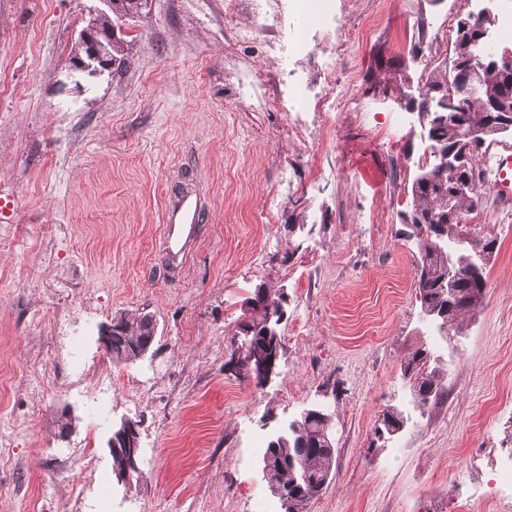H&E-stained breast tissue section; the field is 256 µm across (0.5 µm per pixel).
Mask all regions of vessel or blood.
Listing matches in <instances>:
<instances>
[{
	"instance_id": "vessel-or-blood-1",
	"label": "vessel or blood",
	"mask_w": 512,
	"mask_h": 512,
	"mask_svg": "<svg viewBox=\"0 0 512 512\" xmlns=\"http://www.w3.org/2000/svg\"><path fill=\"white\" fill-rule=\"evenodd\" d=\"M497 179L495 185L502 200L512 199V156L494 151ZM202 207L200 197L193 193L182 195L165 211L161 247L167 265L176 270L183 266L196 243L198 214Z\"/></svg>"
}]
</instances>
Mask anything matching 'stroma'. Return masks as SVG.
I'll use <instances>...</instances> for the list:
<instances>
[{
  "label": "stroma",
  "mask_w": 512,
  "mask_h": 512,
  "mask_svg": "<svg viewBox=\"0 0 512 512\" xmlns=\"http://www.w3.org/2000/svg\"><path fill=\"white\" fill-rule=\"evenodd\" d=\"M107 9L0 0V512H278L258 460L315 401L337 464L309 512H512V206L497 192L476 212L498 245L447 400L375 434L407 400L408 354L434 340L402 222L425 142L402 97L474 0H149L122 22L130 64L67 74L89 11ZM195 185L208 205L173 274L164 212ZM259 286L286 316L258 389L230 340ZM141 311L152 349L112 364L100 325ZM126 418L143 448L128 485L106 446Z\"/></svg>",
  "instance_id": "stroma-1"
}]
</instances>
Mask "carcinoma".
<instances>
[{"label": "carcinoma", "mask_w": 512, "mask_h": 512, "mask_svg": "<svg viewBox=\"0 0 512 512\" xmlns=\"http://www.w3.org/2000/svg\"><path fill=\"white\" fill-rule=\"evenodd\" d=\"M450 62L433 66L422 86L423 92L406 105L417 110L426 131L427 147L433 161L418 168L412 180L410 214L430 220L432 231L417 238L416 290L420 309L436 312L439 325L450 336H462L465 321L483 303L487 289L486 268L497 248V238L484 235L475 224L460 223V216L479 208L491 189L490 173L480 165L488 145L512 136V124L494 133L484 128L493 97L508 99L512 113V84H507L491 62L498 50L492 28L474 40L452 33ZM116 67L128 61L129 47L122 38L109 46ZM442 89L464 103L457 125L436 117L433 91ZM458 278L444 281L448 265ZM260 299L248 310L253 333L249 345L260 347L269 336L280 335L282 304L269 300L267 291L256 289ZM121 333L112 337V362L134 364L141 360L144 341L154 335L153 317L145 312L120 313L112 317ZM454 362L450 358L423 373L421 384L430 389L425 396L409 387L410 399L400 408L405 416L423 415L447 398L441 377ZM322 419L310 415L290 420L288 428L267 441L261 459L271 466L270 481L282 489V512H308L336 475V448L320 437Z\"/></svg>", "instance_id": "cac0c4a2"}]
</instances>
